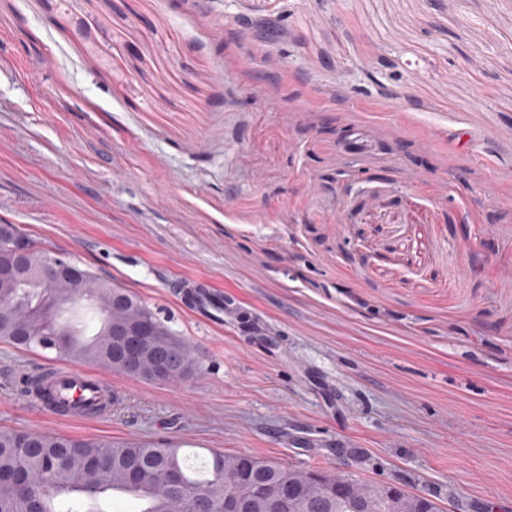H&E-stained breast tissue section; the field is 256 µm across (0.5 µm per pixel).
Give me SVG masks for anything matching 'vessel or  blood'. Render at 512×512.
Returning <instances> with one entry per match:
<instances>
[{
  "label": "vessel or blood",
  "mask_w": 512,
  "mask_h": 512,
  "mask_svg": "<svg viewBox=\"0 0 512 512\" xmlns=\"http://www.w3.org/2000/svg\"><path fill=\"white\" fill-rule=\"evenodd\" d=\"M191 311L207 324H223L224 299L209 284L193 282L189 291ZM51 396L50 401L31 397L38 411L48 416L71 421H89L103 418L101 406L112 392L111 378L80 370L72 365L54 364L39 372Z\"/></svg>",
  "instance_id": "1"
}]
</instances>
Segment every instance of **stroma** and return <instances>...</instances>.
<instances>
[{
	"label": "stroma",
	"mask_w": 512,
	"mask_h": 512,
	"mask_svg": "<svg viewBox=\"0 0 512 512\" xmlns=\"http://www.w3.org/2000/svg\"><path fill=\"white\" fill-rule=\"evenodd\" d=\"M0 224L199 361L69 422L24 392L53 352L0 342V430L512 512V0H0ZM187 288L190 291L186 296H181L180 300L185 305L183 299L188 298L192 304L191 308L186 307L195 315L197 319L207 324L224 323V296L218 294L209 284L198 281L188 282ZM194 298L192 301L191 299Z\"/></svg>",
	"instance_id": "obj_1"
}]
</instances>
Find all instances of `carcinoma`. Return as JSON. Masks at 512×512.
I'll return each mask as SVG.
<instances>
[{
	"mask_svg": "<svg viewBox=\"0 0 512 512\" xmlns=\"http://www.w3.org/2000/svg\"><path fill=\"white\" fill-rule=\"evenodd\" d=\"M48 292L37 276L15 285L0 280V341L23 350L41 347L43 337L17 336L18 321ZM65 303L46 317L40 331L72 327L67 344L55 351L64 363H88L151 381H169L197 367L190 345L125 288L85 272L54 289ZM148 323V335L129 358L118 350L106 323ZM18 472L23 479L0 484V512H62L67 503L77 512H112L118 496L141 502L139 512H224V500L238 498L260 481L264 491L252 495L245 512H395L402 502L442 512L432 499L400 486L377 494L378 484L349 474L310 469L295 471L245 454L213 452L204 465L171 443L116 442L55 433L0 430V474Z\"/></svg>",
	"mask_w": 512,
	"mask_h": 512,
	"instance_id": "obj_1",
	"label": "carcinoma"
}]
</instances>
